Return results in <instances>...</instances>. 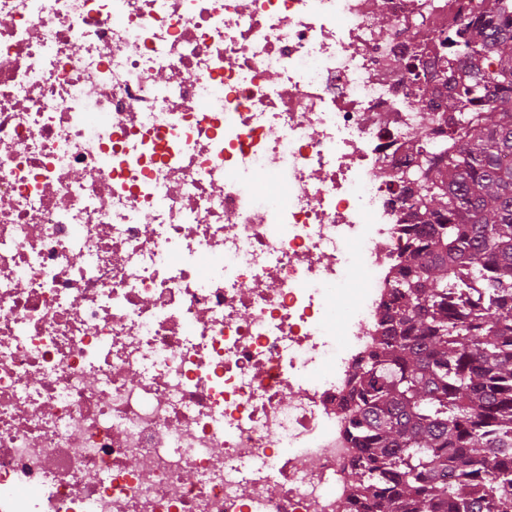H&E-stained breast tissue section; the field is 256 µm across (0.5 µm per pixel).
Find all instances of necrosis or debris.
Here are the masks:
<instances>
[{
    "label": "necrosis or debris",
    "mask_w": 512,
    "mask_h": 512,
    "mask_svg": "<svg viewBox=\"0 0 512 512\" xmlns=\"http://www.w3.org/2000/svg\"><path fill=\"white\" fill-rule=\"evenodd\" d=\"M467 2L0 0V512H354ZM412 64V70L411 72H414L413 79H414V85L412 89V93L414 94V104L424 105L428 101H430L433 98V95L435 94V87L429 80H423L420 78V71L423 68V60L421 57H415L411 60Z\"/></svg>",
    "instance_id": "obj_1"
}]
</instances>
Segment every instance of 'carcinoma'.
Returning <instances> with one entry per match:
<instances>
[{"mask_svg":"<svg viewBox=\"0 0 512 512\" xmlns=\"http://www.w3.org/2000/svg\"><path fill=\"white\" fill-rule=\"evenodd\" d=\"M437 35L456 143L423 156L386 334L358 366L367 512H512V0ZM412 59L414 104L435 94Z\"/></svg>","mask_w":512,"mask_h":512,"instance_id":"1","label":"carcinoma"}]
</instances>
